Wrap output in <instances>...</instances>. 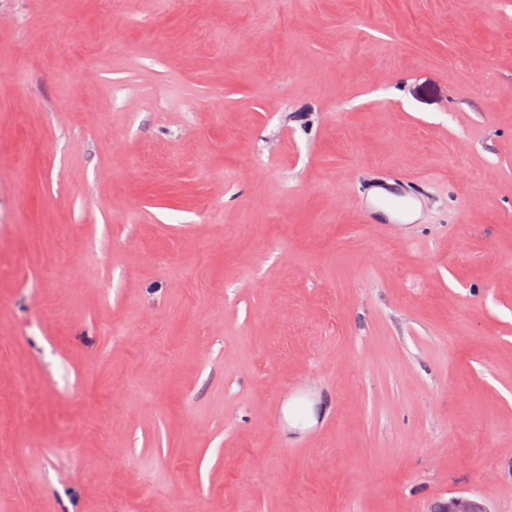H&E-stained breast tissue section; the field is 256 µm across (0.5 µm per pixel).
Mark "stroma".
I'll return each mask as SVG.
<instances>
[{
	"label": "stroma",
	"mask_w": 512,
	"mask_h": 512,
	"mask_svg": "<svg viewBox=\"0 0 512 512\" xmlns=\"http://www.w3.org/2000/svg\"><path fill=\"white\" fill-rule=\"evenodd\" d=\"M457 492L512 512V0H0V512Z\"/></svg>",
	"instance_id": "stroma-1"
}]
</instances>
